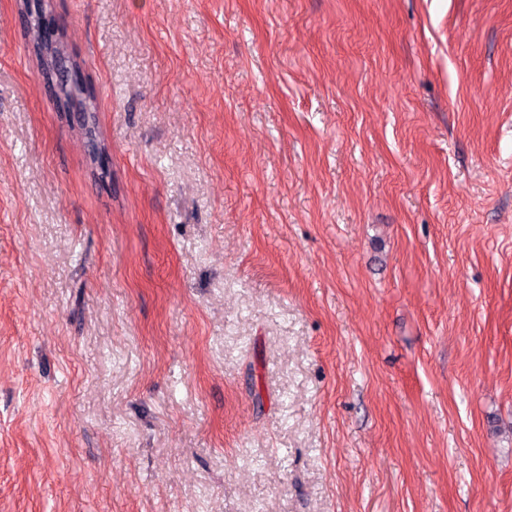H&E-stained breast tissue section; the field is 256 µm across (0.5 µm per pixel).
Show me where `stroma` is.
Returning <instances> with one entry per match:
<instances>
[{
	"label": "stroma",
	"mask_w": 512,
	"mask_h": 512,
	"mask_svg": "<svg viewBox=\"0 0 512 512\" xmlns=\"http://www.w3.org/2000/svg\"><path fill=\"white\" fill-rule=\"evenodd\" d=\"M0 0V512H512V0ZM56 70L61 75L57 79L52 73L53 81H56V97L66 102L82 103L84 99L83 90L79 87L73 73V67L70 57L59 56L55 59L51 71Z\"/></svg>",
	"instance_id": "stroma-1"
}]
</instances>
